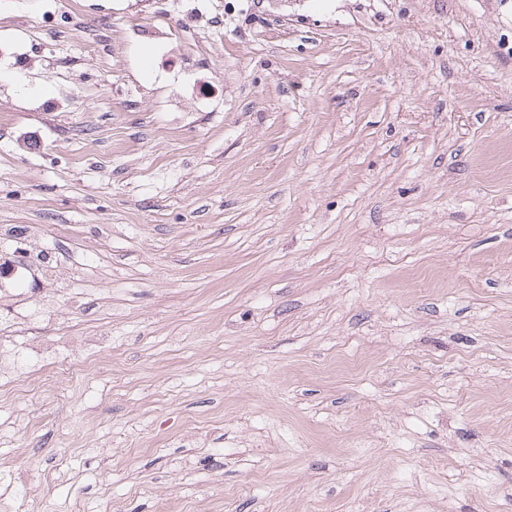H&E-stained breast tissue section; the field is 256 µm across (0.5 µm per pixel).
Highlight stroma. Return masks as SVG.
<instances>
[{
    "instance_id": "obj_1",
    "label": "stroma",
    "mask_w": 512,
    "mask_h": 512,
    "mask_svg": "<svg viewBox=\"0 0 512 512\" xmlns=\"http://www.w3.org/2000/svg\"><path fill=\"white\" fill-rule=\"evenodd\" d=\"M0 380V512H506L512 0H0Z\"/></svg>"
}]
</instances>
